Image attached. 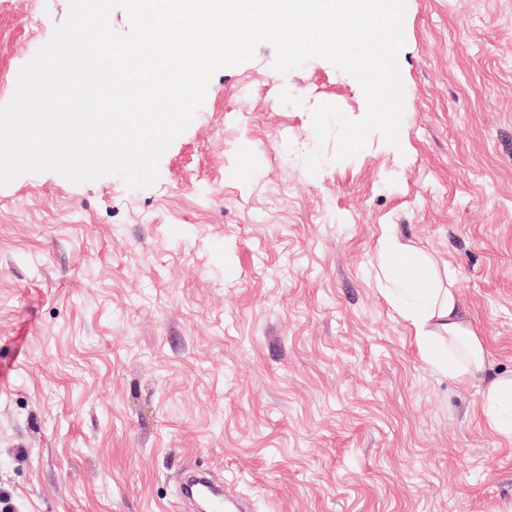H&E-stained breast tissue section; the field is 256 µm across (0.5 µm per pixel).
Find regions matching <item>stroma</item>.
Returning a JSON list of instances; mask_svg holds the SVG:
<instances>
[{
  "mask_svg": "<svg viewBox=\"0 0 512 512\" xmlns=\"http://www.w3.org/2000/svg\"><path fill=\"white\" fill-rule=\"evenodd\" d=\"M69 0H0V104ZM397 143L310 174L360 83L275 50L219 70L151 186H0V512H179L202 466L253 512H493L512 438L379 289L383 227L449 267L512 372V0H407Z\"/></svg>",
  "mask_w": 512,
  "mask_h": 512,
  "instance_id": "obj_1",
  "label": "stroma"
}]
</instances>
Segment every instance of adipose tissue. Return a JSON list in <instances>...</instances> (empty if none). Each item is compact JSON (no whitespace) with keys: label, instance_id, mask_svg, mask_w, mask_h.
Listing matches in <instances>:
<instances>
[{"label":"adipose tissue","instance_id":"ef3b65f1","mask_svg":"<svg viewBox=\"0 0 512 512\" xmlns=\"http://www.w3.org/2000/svg\"><path fill=\"white\" fill-rule=\"evenodd\" d=\"M378 266L385 293L409 324L424 361L458 384H482V409L497 433L512 435V373L490 371L482 336L472 328L452 272L402 242L386 225Z\"/></svg>","mask_w":512,"mask_h":512}]
</instances>
